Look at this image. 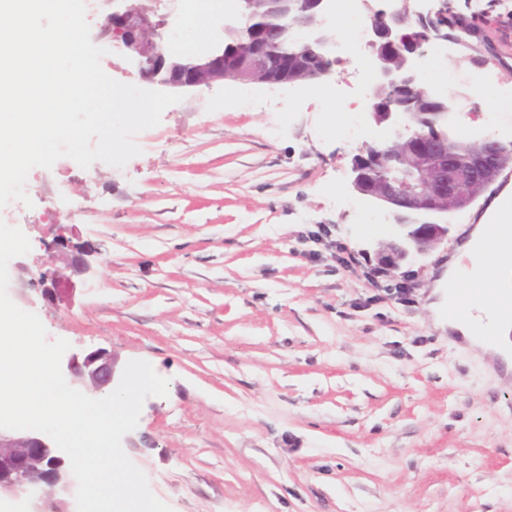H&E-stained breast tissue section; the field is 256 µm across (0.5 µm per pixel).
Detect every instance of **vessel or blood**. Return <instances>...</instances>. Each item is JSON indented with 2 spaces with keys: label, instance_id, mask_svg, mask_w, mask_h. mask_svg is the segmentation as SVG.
<instances>
[{
  "label": "vessel or blood",
  "instance_id": "b4317fda",
  "mask_svg": "<svg viewBox=\"0 0 512 512\" xmlns=\"http://www.w3.org/2000/svg\"><path fill=\"white\" fill-rule=\"evenodd\" d=\"M484 250L495 257L493 263L484 265L479 278L481 295L496 301L495 317L512 321V295L504 294L499 282V269L512 265V222L502 221L491 225L485 238Z\"/></svg>",
  "mask_w": 512,
  "mask_h": 512
}]
</instances>
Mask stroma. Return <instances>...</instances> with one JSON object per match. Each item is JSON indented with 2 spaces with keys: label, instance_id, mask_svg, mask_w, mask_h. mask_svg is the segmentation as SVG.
Listing matches in <instances>:
<instances>
[{
  "label": "stroma",
  "instance_id": "stroma-1",
  "mask_svg": "<svg viewBox=\"0 0 512 512\" xmlns=\"http://www.w3.org/2000/svg\"><path fill=\"white\" fill-rule=\"evenodd\" d=\"M450 3L480 31L428 61L448 73V133L466 143L492 122L512 142V12ZM183 14L181 0L158 8L188 56L221 40L240 2L215 0L202 27ZM303 89L187 88L124 167L32 168V207L6 210L31 243L9 285L58 270L71 281L61 301L30 307L49 339L167 379L122 447L172 512H512V377L453 345L426 306L512 176L423 260L371 276L393 220L350 190L360 145L337 132L338 104ZM58 223L68 246L46 250ZM78 250L87 271L66 265ZM401 282L404 302L388 294Z\"/></svg>",
  "mask_w": 512,
  "mask_h": 512
}]
</instances>
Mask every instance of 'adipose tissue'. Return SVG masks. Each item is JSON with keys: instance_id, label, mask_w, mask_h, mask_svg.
I'll use <instances>...</instances> for the list:
<instances>
[{"instance_id": "obj_1", "label": "adipose tissue", "mask_w": 512, "mask_h": 512, "mask_svg": "<svg viewBox=\"0 0 512 512\" xmlns=\"http://www.w3.org/2000/svg\"><path fill=\"white\" fill-rule=\"evenodd\" d=\"M486 236L485 225L478 224L470 231L465 243L459 247L443 274L446 289L440 290V298L456 295L459 288H478V274L481 266L492 263L493 258L483 250ZM495 301L488 297L479 298L475 310L467 318L449 320V329L455 331L472 347L479 349L490 359L512 368V322L497 320L494 316ZM496 335V342H488V335Z\"/></svg>"}]
</instances>
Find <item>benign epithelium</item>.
Listing matches in <instances>:
<instances>
[{"mask_svg": "<svg viewBox=\"0 0 512 512\" xmlns=\"http://www.w3.org/2000/svg\"><path fill=\"white\" fill-rule=\"evenodd\" d=\"M102 15L97 41H117L132 56L135 68L130 77L146 84L158 83L178 88H208L226 80L224 51L206 49L187 56L179 64H170L168 43L158 34L161 23L154 20L155 10L135 6L131 0H100ZM272 24L266 39H277L294 31L305 33L303 41L316 49L323 65L310 79L327 77L333 65L329 39L325 34L324 14L327 0H265ZM367 46L375 72L374 95L386 88L408 92L405 105L422 93L417 81V60L425 51L416 42V28L422 27L437 41L448 40V0H429L427 9L412 10L385 0L382 7L371 10L366 19ZM292 58H272L263 44L238 67L235 80L270 85L291 83L285 74ZM377 125L395 121L405 123L412 134L406 138H379L365 144L353 158L352 170L362 165H380L383 176L363 183L353 177L355 192L381 204L397 223L398 231L390 242L376 251L377 265L393 271L415 262L433 251L448 238L451 225L427 220V217H452L469 207L465 198L486 190L493 158L504 143L489 136L466 144L454 141L444 123L446 112H375ZM39 285L42 299L52 302L63 285L55 273H40L37 282L22 281L16 289L17 299L31 303V286ZM69 383L77 390L87 385L98 391L110 389L115 376L112 353L96 349L69 358L65 366ZM49 489L50 495L34 500L41 512H74L77 481L65 467L61 450L50 438L32 430L0 428V496H27Z\"/></svg>", "mask_w": 512, "mask_h": 512, "instance_id": "1", "label": "benign epithelium"}]
</instances>
